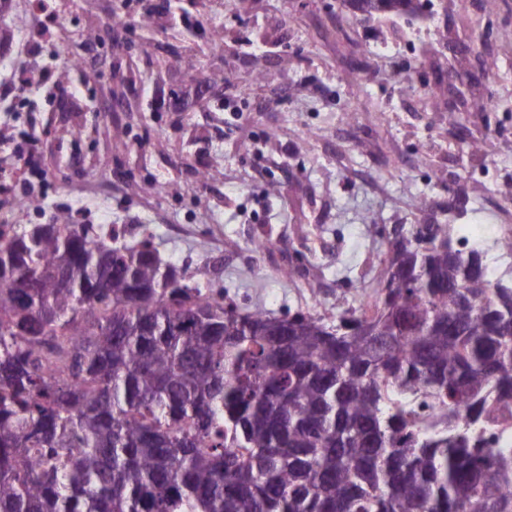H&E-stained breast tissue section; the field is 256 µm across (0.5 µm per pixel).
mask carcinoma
I'll use <instances>...</instances> for the list:
<instances>
[{
    "label": "carcinoma",
    "mask_w": 512,
    "mask_h": 512,
    "mask_svg": "<svg viewBox=\"0 0 512 512\" xmlns=\"http://www.w3.org/2000/svg\"><path fill=\"white\" fill-rule=\"evenodd\" d=\"M413 15L420 0H352ZM390 242L336 321L242 313L151 238L0 224V512H512V267Z\"/></svg>",
    "instance_id": "obj_1"
}]
</instances>
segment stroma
Masks as SVG:
<instances>
[{"mask_svg":"<svg viewBox=\"0 0 512 512\" xmlns=\"http://www.w3.org/2000/svg\"><path fill=\"white\" fill-rule=\"evenodd\" d=\"M10 2L0 82L45 69L75 94L62 107L35 82L36 109L0 107L47 172L25 211L0 204V224L69 215L129 243L147 234L241 312L331 321L367 300L396 227L460 220L495 238L512 216V46L480 36L487 15L512 30V0H422L419 15L372 19L349 0H171L201 36L136 12L128 44L103 54L122 0H46L55 36L85 45L78 59L28 55L31 0ZM413 64L439 86L428 101L388 79ZM162 84L184 95L179 111H151ZM228 85L248 92L236 111L205 106Z\"/></svg>","mask_w":512,"mask_h":512,"instance_id":"stroma-1","label":"stroma"}]
</instances>
